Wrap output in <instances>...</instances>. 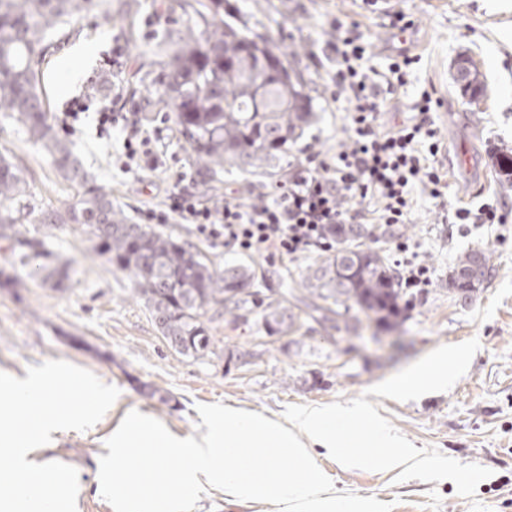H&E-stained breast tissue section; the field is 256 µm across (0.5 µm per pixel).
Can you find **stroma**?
I'll list each match as a JSON object with an SVG mask.
<instances>
[{"mask_svg":"<svg viewBox=\"0 0 512 512\" xmlns=\"http://www.w3.org/2000/svg\"><path fill=\"white\" fill-rule=\"evenodd\" d=\"M228 22L245 21L279 37L290 66L300 72L311 108L318 115L294 146L292 163L318 151H335L344 138L342 114L330 98L323 72L310 56L329 39L332 21L358 23L372 43V65L384 67L397 47L387 27L392 11L413 25L408 44L420 62L396 99L405 111L420 91L441 101L435 120L443 145L440 163L448 170V204L471 209L497 206L505 223L472 226L441 221L433 200L421 195L410 223L400 232L418 246L435 270L432 284L412 297L403 322L375 339L366 323L361 335L336 331L300 315L294 332L270 336L223 315L210 316L214 353L192 360L169 349L155 328L132 283L93 248L81 224H40L57 259L75 270L67 290L57 291L41 277L13 268L0 256V371L26 378V369L65 360L119 388V404L85 432L56 431L29 461H60L74 466L84 487L77 512H112V495L98 488L100 458L127 410L151 417L176 436L198 434L208 415L224 407L260 412L281 419L304 406L365 408L382 418L421 456L433 459V474L415 470H346L321 459L337 494L369 502L373 512H512V180L498 171L501 155L512 154V0H230ZM137 10L109 14L103 0L74 18L52 38L39 66L38 87L55 118L70 98L89 94L111 101L118 112L149 105L142 96L112 95V76L104 61L113 47L127 57L123 83L151 87L144 66L155 60L180 20L177 0H136ZM92 45L94 54L68 79L75 50ZM477 66L483 83L478 102L469 101L452 75L460 56ZM67 85L59 96V85ZM151 113L160 126L165 164L155 171L123 172L112 156L121 152L124 134L98 136L92 115H85L67 142L90 178L115 203L131 210L138 223L164 206V187L183 178L203 198L235 197L257 201L272 187L267 179L227 173L217 182H201L192 153L173 123ZM0 154L25 176L36 209H60L76 194L59 175L46 151L28 140L12 122L0 119ZM474 248L490 253L494 272L486 288L467 303L448 289L457 258ZM309 255L276 266L253 256L255 287L276 297L300 287ZM466 351L467 357L447 388L412 398H394L380 387L428 354Z\"/></svg>","mask_w":512,"mask_h":512,"instance_id":"stroma-1","label":"stroma"}]
</instances>
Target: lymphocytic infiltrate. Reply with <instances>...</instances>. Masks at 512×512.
<instances>
[{"label":"lymphocytic infiltrate","mask_w":512,"mask_h":512,"mask_svg":"<svg viewBox=\"0 0 512 512\" xmlns=\"http://www.w3.org/2000/svg\"><path fill=\"white\" fill-rule=\"evenodd\" d=\"M332 29L334 38L326 45L332 63L328 77L346 103V138L336 153L309 155L296 165L287 184L272 188L267 201L258 205L207 202L172 182L164 189V210L148 217L160 224L178 219L213 246H232L270 264L333 249L332 227L376 224L392 232L393 263L405 286L428 287L433 269L419 262L414 244L395 229L409 222L415 190L426 192L437 206L445 204L448 174L436 162L441 150L434 118L439 102L421 91L406 120L385 125L382 116L397 89L407 84L418 56L396 51L381 71L370 64L371 43L354 28L336 21ZM118 123L124 131V167H156L161 160L157 130L138 115L101 104L99 134L110 133Z\"/></svg>","instance_id":"lymphocytic-infiltrate-1"}]
</instances>
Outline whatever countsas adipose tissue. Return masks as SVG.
Returning a JSON list of instances; mask_svg holds the SVG:
<instances>
[{"label": "adipose tissue", "mask_w": 512, "mask_h": 512, "mask_svg": "<svg viewBox=\"0 0 512 512\" xmlns=\"http://www.w3.org/2000/svg\"><path fill=\"white\" fill-rule=\"evenodd\" d=\"M456 359L437 351L387 390L403 395L445 385ZM322 455L347 468L434 467L372 415L305 407L281 422L228 407L211 414L205 432L181 438L152 419L127 416L99 484L111 488L113 512H196L213 492L227 504L259 502L279 512H360L355 500L336 497L318 462Z\"/></svg>", "instance_id": "obj_1"}]
</instances>
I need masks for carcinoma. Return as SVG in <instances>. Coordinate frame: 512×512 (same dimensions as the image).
Returning a JSON list of instances; mask_svg holds the SVG:
<instances>
[{
  "mask_svg": "<svg viewBox=\"0 0 512 512\" xmlns=\"http://www.w3.org/2000/svg\"><path fill=\"white\" fill-rule=\"evenodd\" d=\"M92 6L94 0H0V116L51 154L63 178L78 189L76 203L36 214L20 169L0 155V241L12 264L32 268L55 288L66 286L71 267L55 262L46 240L30 234L27 225L83 224L95 251L131 278L135 296L175 353L194 360L215 354L203 317L221 308L270 336L291 332L298 319L295 305L262 298L251 265L228 263L220 270L171 234L135 222L94 184L47 122L35 65L51 35ZM178 6L184 19L163 49L154 94L172 112L199 173L209 181L233 171L280 176L313 119L303 76L286 65L270 35L245 22L224 21V0H180ZM456 70L462 93L478 100L476 65L462 57ZM474 266L490 282L493 266L479 249L459 256L452 273ZM303 285L299 302L311 310L312 320H334L336 331L354 334L363 316H398L404 295L387 257L358 244L323 257ZM350 301L358 306L353 316L339 310L349 309Z\"/></svg>",
  "mask_w": 512,
  "mask_h": 512,
  "instance_id": "obj_1",
  "label": "carcinoma"
}]
</instances>
